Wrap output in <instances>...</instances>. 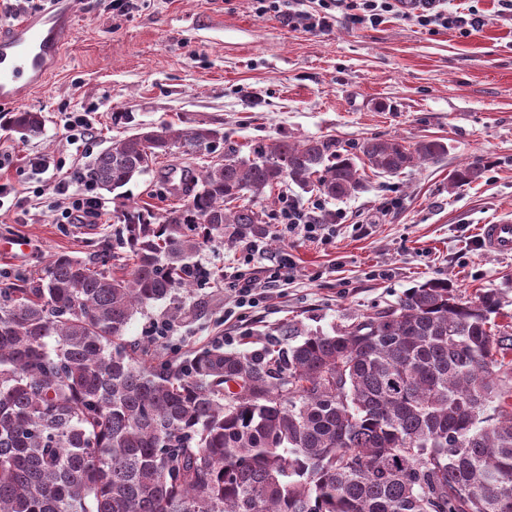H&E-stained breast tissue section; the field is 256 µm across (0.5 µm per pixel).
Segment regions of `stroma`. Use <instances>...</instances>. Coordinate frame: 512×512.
I'll list each match as a JSON object with an SVG mask.
<instances>
[{"instance_id": "35a3bbf8", "label": "stroma", "mask_w": 512, "mask_h": 512, "mask_svg": "<svg viewBox=\"0 0 512 512\" xmlns=\"http://www.w3.org/2000/svg\"><path fill=\"white\" fill-rule=\"evenodd\" d=\"M480 7L485 25L463 36L397 15L313 32L259 13L256 0H142L127 15L113 11L112 0H81L62 60L21 106L42 115L40 133H17L5 121L9 108L0 107V153L10 157L0 183L17 190L0 203V240L29 243L23 253L0 252V281L36 277L60 251L88 260L107 249L116 255L114 273L129 272L118 215L178 206L165 172L197 173L214 156L162 157L126 197L99 191L100 216L71 224L58 221L56 184L66 177L70 193L82 192L81 173L141 124L216 127L245 150L283 135H330L350 147L371 137L438 138L448 147L438 162L394 177L365 173L354 196L324 202L336 215L326 239L285 237L273 223L254 256L238 243L204 246L197 260L210 271L208 284L135 313L126 338L147 345L149 325L165 319L168 335L156 343L164 354L185 359L214 343L228 351L272 347L284 322L328 332L434 279L467 298L499 290L512 316V253L486 252L481 239L483 224L512 217V15L498 0ZM73 112L87 113L93 138L73 141ZM38 156L49 165L40 174L30 167ZM475 159L483 178L449 188V173ZM284 258L294 264L289 280L261 288L254 305H240L224 286L243 266L260 279ZM177 303L184 313L169 321Z\"/></svg>"}]
</instances>
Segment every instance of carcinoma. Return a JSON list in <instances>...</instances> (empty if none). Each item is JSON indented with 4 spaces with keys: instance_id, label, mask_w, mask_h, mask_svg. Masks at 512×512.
Wrapping results in <instances>:
<instances>
[{
    "instance_id": "carcinoma-1",
    "label": "carcinoma",
    "mask_w": 512,
    "mask_h": 512,
    "mask_svg": "<svg viewBox=\"0 0 512 512\" xmlns=\"http://www.w3.org/2000/svg\"><path fill=\"white\" fill-rule=\"evenodd\" d=\"M221 148L182 206L118 216L128 273L107 252H61L0 283V512H512V322L495 290L468 300L433 281L294 345L213 344L185 363L126 342L135 313L189 288L205 244L267 237L258 204L275 188L336 200L360 190L361 165L396 176L447 152L284 135L246 156L218 128L163 122L113 141L83 178L120 197L162 156ZM483 174L473 161L450 187Z\"/></svg>"
}]
</instances>
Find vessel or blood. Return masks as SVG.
I'll list each match as a JSON object with an SVG mask.
<instances>
[{
  "label": "vessel or blood",
  "instance_id": "obj_1",
  "mask_svg": "<svg viewBox=\"0 0 512 512\" xmlns=\"http://www.w3.org/2000/svg\"><path fill=\"white\" fill-rule=\"evenodd\" d=\"M79 0H44L23 20L0 26V105L17 106L58 65L73 37ZM482 239L491 252H512V218L483 225Z\"/></svg>",
  "mask_w": 512,
  "mask_h": 512
}]
</instances>
